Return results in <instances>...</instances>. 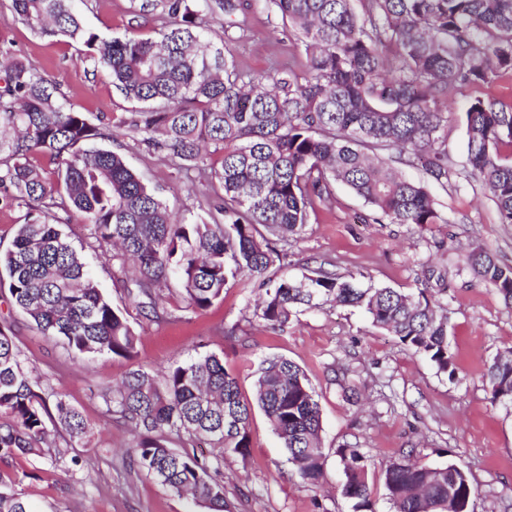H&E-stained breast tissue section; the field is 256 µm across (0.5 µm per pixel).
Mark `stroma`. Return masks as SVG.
I'll return each mask as SVG.
<instances>
[{
    "mask_svg": "<svg viewBox=\"0 0 512 512\" xmlns=\"http://www.w3.org/2000/svg\"><path fill=\"white\" fill-rule=\"evenodd\" d=\"M9 4L0 0V55L22 54L56 82L71 107L90 119L105 115L116 121L134 110L109 76L85 61L82 44L35 35L13 19ZM134 6V0H81L79 8L88 30L121 37L135 24ZM212 28L214 40L224 42L237 67L250 76L306 69L294 31L265 0H244L243 11L231 19L217 17ZM485 94L510 104L512 82L448 95V154L456 166H463L466 154L461 116L474 97ZM99 146L121 154L177 215L208 218L215 201L210 170L219 167V154L185 170L120 133ZM430 192L446 221L422 230L365 223L368 207L346 187L336 186L333 200L317 205L289 245L292 263L284 273L298 276L321 266L364 272L369 284L447 293L457 367L452 380L373 327L358 308L325 304L299 312L285 329H271L254 315L260 292L250 285L225 289L210 307L196 312L185 309L176 291L167 290L159 317H145L127 299L119 263L94 248L81 215H63V232L100 292L123 311L139 342L130 359L75 354L41 336L14 309L7 290L0 289V324L10 327L23 366L39 377V393L50 402L63 396L92 428L78 449L79 468L68 470L43 455H20L0 461V477L21 476L18 489L33 512H206L133 464L126 450L135 436L107 414L102 390L134 368L159 378L192 356L214 354L236 377L243 399L253 402L261 360L284 356L302 367L317 395L324 480L313 487L298 478L264 412L254 407L248 455L227 454L221 466L232 512H354L340 492L336 456L337 448L347 443L358 444L375 468L408 453L431 467L456 464L480 491L478 512H512V413L492 404L482 378L497 353L512 350V308L491 286L456 273L475 244L512 263V226L499 224L494 204L478 183L448 191L434 185ZM342 369L358 384L357 399H347L337 384L336 373Z\"/></svg>",
    "mask_w": 512,
    "mask_h": 512,
    "instance_id": "35a3bbf8",
    "label": "stroma"
}]
</instances>
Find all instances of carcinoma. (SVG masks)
<instances>
[{
	"label": "carcinoma",
	"instance_id": "carcinoma-1",
	"mask_svg": "<svg viewBox=\"0 0 512 512\" xmlns=\"http://www.w3.org/2000/svg\"><path fill=\"white\" fill-rule=\"evenodd\" d=\"M75 0H11L13 18L41 37L82 42L106 70L130 116L92 122L68 106L57 85L10 54L0 62V204L28 206L24 223L0 252L12 305L36 330L80 355L130 358L139 337L95 286L80 255L59 229L56 210H75L112 259L133 268L129 301L158 315L156 293L170 277L187 308L203 310L243 277L265 288L254 314L272 328L318 301L363 309L373 326L456 376L448 305L428 288L403 291L360 284L362 272L322 268L299 278L279 274L288 243L337 184L369 207L374 224H446L428 184L402 177L399 163L425 159L429 181L455 187L462 174L479 181L500 223L512 225V104L476 98L463 113V169L448 157V93L512 76V0H269L297 34L307 73L288 69L255 79L214 44L204 17L232 14L231 0H142L137 17L156 10L168 22L154 36L102 37L87 31ZM123 129L149 150L180 165H197L203 150L222 152L211 170L221 194L210 221H176L166 201L122 155L88 145ZM53 165L49 179L29 162ZM462 271L486 283L512 307V264L475 245ZM483 377L491 401L512 411V350L497 354ZM39 378L25 370L10 329L0 325V460L46 454L53 463L91 431L63 398L49 409ZM102 397L107 411L131 425L129 455L139 469L208 512H227L220 459L168 446L204 441L220 454L249 453L252 407L215 354L173 366L162 381L135 369ZM256 403L299 478L318 485L326 456L315 391L304 370L282 356L258 371ZM342 494L367 509L371 464L358 446L337 449ZM392 512H476L478 487L455 464L429 467L410 457L382 468ZM0 479V512H31Z\"/></svg>",
	"mask_w": 512,
	"mask_h": 512
}]
</instances>
